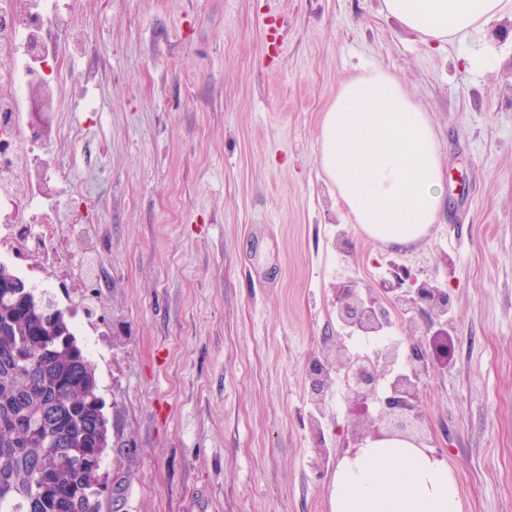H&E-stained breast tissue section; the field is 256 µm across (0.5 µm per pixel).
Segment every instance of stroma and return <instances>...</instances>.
<instances>
[{
  "label": "stroma",
  "mask_w": 512,
  "mask_h": 512,
  "mask_svg": "<svg viewBox=\"0 0 512 512\" xmlns=\"http://www.w3.org/2000/svg\"><path fill=\"white\" fill-rule=\"evenodd\" d=\"M79 79L41 152L78 269L51 294L92 346L108 420L100 512H330L351 426L310 361L356 335L332 290L392 264L447 289V370L420 372L430 449L464 512H512V41L494 20L429 51L379 0H78ZM494 69L466 68L477 49ZM427 107L442 223L396 249L362 233L319 164L322 112L362 67ZM323 411L322 437L308 419Z\"/></svg>",
  "instance_id": "1"
}]
</instances>
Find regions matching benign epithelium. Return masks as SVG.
Wrapping results in <instances>:
<instances>
[{"instance_id": "7a95c632", "label": "benign epithelium", "mask_w": 512, "mask_h": 512, "mask_svg": "<svg viewBox=\"0 0 512 512\" xmlns=\"http://www.w3.org/2000/svg\"><path fill=\"white\" fill-rule=\"evenodd\" d=\"M385 292L393 300L381 298L356 281L336 287V318L344 326L364 336H377L391 325V312L401 307L410 318L425 324L424 339L402 349L399 341L372 352L351 351L343 344L327 349L313 360L306 377L312 399L324 400L332 386L331 375L341 380L347 400L360 419L352 424L351 440L359 448L368 439L400 437L423 447L420 438L419 371L429 364L448 369V311L452 306L447 291L432 279L418 280L410 270L395 265ZM406 370L395 371L399 362Z\"/></svg>"}]
</instances>
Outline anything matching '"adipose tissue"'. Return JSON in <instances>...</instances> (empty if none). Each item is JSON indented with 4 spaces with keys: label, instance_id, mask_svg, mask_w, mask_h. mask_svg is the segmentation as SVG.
Segmentation results:
<instances>
[{
    "label": "adipose tissue",
    "instance_id": "ef3b65f1",
    "mask_svg": "<svg viewBox=\"0 0 512 512\" xmlns=\"http://www.w3.org/2000/svg\"><path fill=\"white\" fill-rule=\"evenodd\" d=\"M382 13L431 49L462 42L512 0H381ZM319 159L343 210L370 237L403 248L441 223V145L430 112L386 69L366 67L327 104ZM331 512H463L448 463L401 438L367 442L340 460Z\"/></svg>",
    "mask_w": 512,
    "mask_h": 512
}]
</instances>
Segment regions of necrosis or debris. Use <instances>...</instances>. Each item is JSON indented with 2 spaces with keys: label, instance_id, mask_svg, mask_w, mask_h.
Returning <instances> with one entry per match:
<instances>
[{
  "label": "necrosis or debris",
  "instance_id": "4bbe7bcc",
  "mask_svg": "<svg viewBox=\"0 0 512 512\" xmlns=\"http://www.w3.org/2000/svg\"><path fill=\"white\" fill-rule=\"evenodd\" d=\"M70 13L59 0H0V258L15 261L32 284L47 269L70 266L59 235V217L45 207L57 176L40 148L66 138L59 126L35 123L29 102H52L66 93L71 74L56 35L68 29Z\"/></svg>",
  "mask_w": 512,
  "mask_h": 512
}]
</instances>
